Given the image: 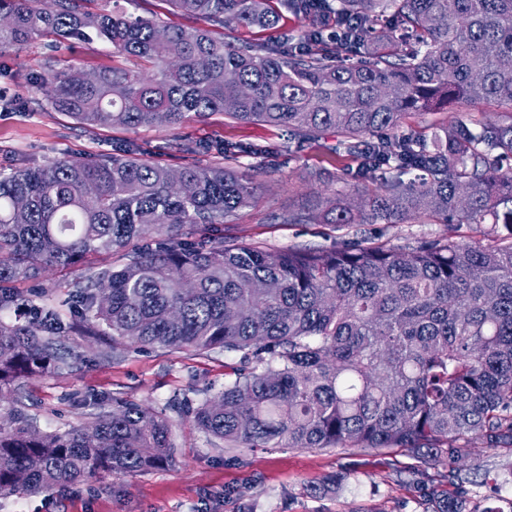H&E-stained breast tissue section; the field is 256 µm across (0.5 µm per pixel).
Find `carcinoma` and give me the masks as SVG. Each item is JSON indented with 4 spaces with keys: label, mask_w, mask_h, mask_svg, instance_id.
<instances>
[{
    "label": "carcinoma",
    "mask_w": 512,
    "mask_h": 512,
    "mask_svg": "<svg viewBox=\"0 0 512 512\" xmlns=\"http://www.w3.org/2000/svg\"><path fill=\"white\" fill-rule=\"evenodd\" d=\"M0 0V51L37 38L101 39L114 65L89 81L75 64L32 77L51 108L84 129L181 126L215 113L288 128L297 145L344 153L381 172L350 208L336 188L280 224H500L487 242L280 250L179 237L255 203L236 167L264 150L224 141V164L177 169L126 145L84 160L0 169V498L37 494L101 473L132 476L173 461L171 424L133 401L89 399L78 426L39 430L14 397L28 380L76 367L67 345L95 336L239 356L234 379L190 416L227 448L396 449L454 464L474 440L512 448V0H292L311 23L300 47L236 44L232 25L273 28L263 0H169L202 22L172 27L83 0ZM336 15V37L313 22ZM396 36L375 37L376 26ZM359 53L336 63L330 42ZM495 101L430 136L399 128L412 112ZM336 134L333 143L329 133ZM91 255L104 264L74 283L67 316L36 288L49 267ZM422 512H468L427 490Z\"/></svg>",
    "instance_id": "carcinoma-1"
}]
</instances>
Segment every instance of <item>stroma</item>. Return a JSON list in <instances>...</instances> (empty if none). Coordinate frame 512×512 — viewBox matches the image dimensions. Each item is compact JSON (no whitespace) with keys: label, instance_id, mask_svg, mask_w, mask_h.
Instances as JSON below:
<instances>
[{"label":"stroma","instance_id":"obj_1","mask_svg":"<svg viewBox=\"0 0 512 512\" xmlns=\"http://www.w3.org/2000/svg\"><path fill=\"white\" fill-rule=\"evenodd\" d=\"M120 5L131 16H158L176 27L193 21L168 0H88L89 11ZM279 17L276 28L235 26L226 40L297 45L305 21L287 0H267ZM59 64L79 63L94 71L112 66V48L100 40L65 42ZM45 42L34 39L0 51V91L23 100L21 110L0 113V168L45 164L59 159L82 160L132 142L168 166L214 162L211 154H186L185 143L205 145L230 139L258 145L265 153L258 168L249 160L257 203L230 217L224 236L235 242L274 249H324L342 246L415 247L454 239L469 243L493 234L490 224H439L421 217L402 224H280L272 214L296 210L316 195L318 174L342 176L341 191L357 198L373 190L376 174L359 175L358 165L310 145L290 153L283 127L242 124L222 114L181 127L155 125L131 130L101 126L86 130L63 112L48 107L30 79L46 63ZM104 255L83 264L43 272L41 285L52 300L69 293L71 283L107 263ZM71 343L82 357L77 368L37 379L18 393L42 430L84 423L89 408L80 399L90 393L135 401L165 414L172 424L174 462L133 476L94 477L62 484L33 495L0 498V512H420L417 500L427 487L449 494L464 493L470 512L497 506L512 512V450L474 442L457 468L471 483H449L448 469L425 463L406 451L360 448H227L194 428L177 409L187 400L200 404L222 391L236 358L221 352L190 353L165 348L140 349L115 340L105 346L99 337L73 334Z\"/></svg>","mask_w":512,"mask_h":512}]
</instances>
